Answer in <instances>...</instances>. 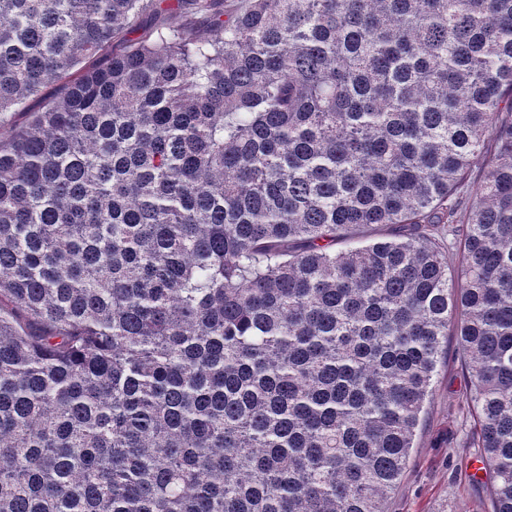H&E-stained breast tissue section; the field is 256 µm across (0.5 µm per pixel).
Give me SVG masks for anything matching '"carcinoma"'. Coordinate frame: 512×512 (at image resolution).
Wrapping results in <instances>:
<instances>
[{"label":"carcinoma","mask_w":512,"mask_h":512,"mask_svg":"<svg viewBox=\"0 0 512 512\" xmlns=\"http://www.w3.org/2000/svg\"><path fill=\"white\" fill-rule=\"evenodd\" d=\"M29 100L0 512H386L450 335L512 512V0H0Z\"/></svg>","instance_id":"obj_1"}]
</instances>
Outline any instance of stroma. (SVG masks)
Returning <instances> with one entry per match:
<instances>
[{
  "mask_svg": "<svg viewBox=\"0 0 512 512\" xmlns=\"http://www.w3.org/2000/svg\"><path fill=\"white\" fill-rule=\"evenodd\" d=\"M431 406L415 437L406 470L387 512H488L489 500L471 480L479 463L467 396L469 378L455 357L438 368Z\"/></svg>",
  "mask_w": 512,
  "mask_h": 512,
  "instance_id": "35a3bbf8",
  "label": "stroma"
}]
</instances>
